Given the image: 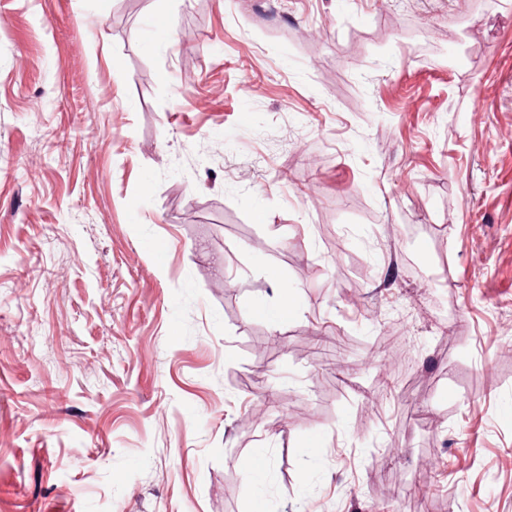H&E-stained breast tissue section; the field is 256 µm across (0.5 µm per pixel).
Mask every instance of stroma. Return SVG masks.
Listing matches in <instances>:
<instances>
[{
    "label": "stroma",
    "instance_id": "1",
    "mask_svg": "<svg viewBox=\"0 0 512 512\" xmlns=\"http://www.w3.org/2000/svg\"><path fill=\"white\" fill-rule=\"evenodd\" d=\"M473 4L0 0V512H512Z\"/></svg>",
    "mask_w": 512,
    "mask_h": 512
}]
</instances>
